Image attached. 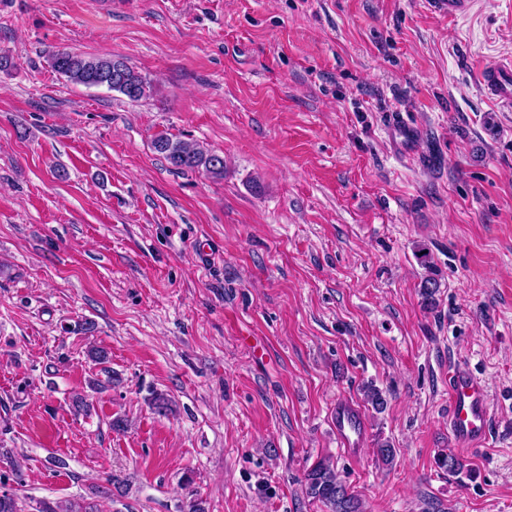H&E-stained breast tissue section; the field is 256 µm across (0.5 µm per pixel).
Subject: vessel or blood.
I'll return each instance as SVG.
<instances>
[{"instance_id": "b4317fda", "label": "vessel or blood", "mask_w": 512, "mask_h": 512, "mask_svg": "<svg viewBox=\"0 0 512 512\" xmlns=\"http://www.w3.org/2000/svg\"><path fill=\"white\" fill-rule=\"evenodd\" d=\"M475 79L486 97L503 110L512 108V57L505 56L480 66ZM492 412L487 385L465 366L448 369V427L459 447L479 448L491 436ZM332 431L339 447L350 456L367 444L362 411L353 402L337 401L331 409Z\"/></svg>"}]
</instances>
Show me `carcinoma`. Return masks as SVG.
<instances>
[{"label":"carcinoma","mask_w":512,"mask_h":512,"mask_svg":"<svg viewBox=\"0 0 512 512\" xmlns=\"http://www.w3.org/2000/svg\"><path fill=\"white\" fill-rule=\"evenodd\" d=\"M49 65L57 74L75 84L88 88L106 87L122 93L131 101L146 99L153 94L152 83L119 57H92L58 49L50 54ZM152 147L180 171H203L216 179L224 177V156L198 143L176 139L160 132L154 136ZM363 392L365 401L374 409H384L386 399L380 389L367 385ZM437 465L451 474H460L468 469V465L454 454L440 456ZM303 488L307 498L320 503L329 512H364L359 497L349 491L334 464L327 458L318 460L306 471ZM35 512L94 510L89 506L65 509L58 502L40 500L36 503Z\"/></svg>","instance_id":"1"}]
</instances>
